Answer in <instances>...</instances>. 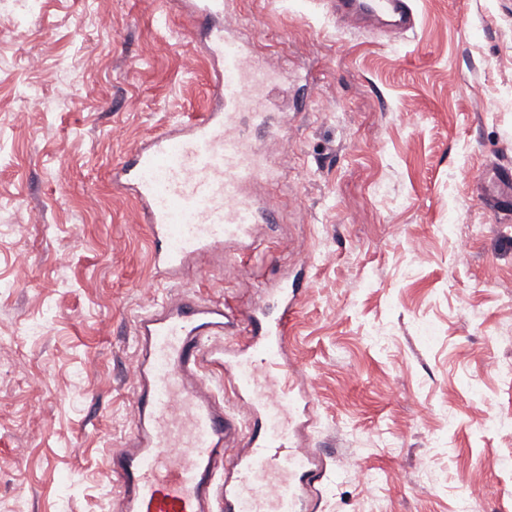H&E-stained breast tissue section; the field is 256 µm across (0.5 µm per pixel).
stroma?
<instances>
[{"label":"stroma","mask_w":512,"mask_h":512,"mask_svg":"<svg viewBox=\"0 0 512 512\" xmlns=\"http://www.w3.org/2000/svg\"><path fill=\"white\" fill-rule=\"evenodd\" d=\"M414 8V31L384 36L320 0H224L282 76L287 130L254 134L279 169L255 190L274 221L161 284L111 171L210 107L194 22L170 0H0V512H108L136 315L186 291L244 310L287 276L317 512H512V212L483 195L512 166V0Z\"/></svg>","instance_id":"35a3bbf8"}]
</instances>
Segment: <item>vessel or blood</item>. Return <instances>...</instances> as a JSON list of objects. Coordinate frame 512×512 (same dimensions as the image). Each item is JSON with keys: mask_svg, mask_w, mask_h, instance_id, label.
<instances>
[{"mask_svg": "<svg viewBox=\"0 0 512 512\" xmlns=\"http://www.w3.org/2000/svg\"><path fill=\"white\" fill-rule=\"evenodd\" d=\"M340 26L414 30L413 0H323ZM202 32L211 62L210 108L145 139L112 167L131 195L161 280L174 282L225 242L248 244L268 211L250 189L273 168L250 137L268 127L266 76L251 42L224 28V0H176ZM297 289L279 286L276 310L236 311L194 294L166 296L138 314L133 431L107 461L114 512H314L326 474L317 449L294 448L299 400L286 381L288 324ZM245 331V350L224 339ZM231 375L253 429L242 435L213 386Z\"/></svg>", "mask_w": 512, "mask_h": 512, "instance_id": "vessel-or-blood-1", "label": "vessel or blood"}]
</instances>
